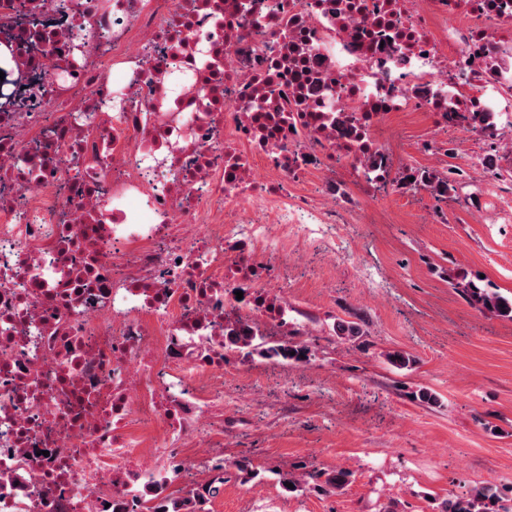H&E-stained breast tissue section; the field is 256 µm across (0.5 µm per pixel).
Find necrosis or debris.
I'll list each match as a JSON object with an SVG mask.
<instances>
[{"instance_id": "necrosis-or-debris-1", "label": "necrosis or debris", "mask_w": 512, "mask_h": 512, "mask_svg": "<svg viewBox=\"0 0 512 512\" xmlns=\"http://www.w3.org/2000/svg\"><path fill=\"white\" fill-rule=\"evenodd\" d=\"M511 21L512 0H0V512H146L128 428L196 442L225 330L288 334L258 239L335 223L344 161L401 174L392 113L499 121ZM315 171L323 194L291 190Z\"/></svg>"}]
</instances>
